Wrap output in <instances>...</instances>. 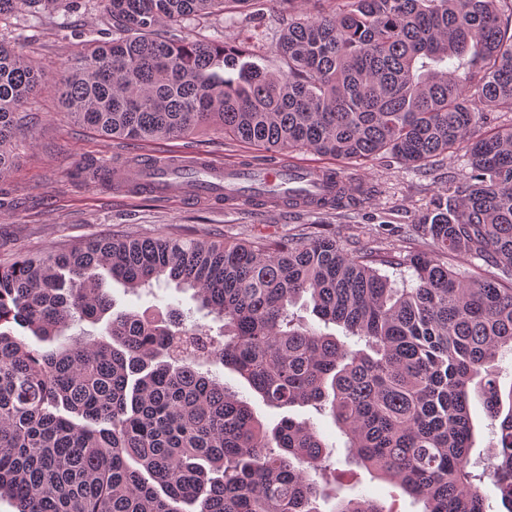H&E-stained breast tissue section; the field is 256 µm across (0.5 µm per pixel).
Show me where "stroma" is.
Masks as SVG:
<instances>
[{
    "label": "stroma",
    "instance_id": "obj_1",
    "mask_svg": "<svg viewBox=\"0 0 512 512\" xmlns=\"http://www.w3.org/2000/svg\"><path fill=\"white\" fill-rule=\"evenodd\" d=\"M291 17L279 0H256L233 17L191 22L185 34L230 44L252 39L260 65L278 73L285 70L286 63L275 43ZM111 27L104 0H76L69 9L0 18V43L38 66L47 79L19 108L23 126L13 145L14 162L9 172L0 174V262L20 252H47L99 238L168 235L220 242L296 238L314 224L329 225L349 250L386 249L406 256L426 249L416 231L421 212L432 200L460 194L465 187L467 156L462 147L439 155L432 165L420 170L387 154L363 160L332 159V166L342 175L354 184L373 187L374 192L356 207L329 213L214 201L184 206L75 181V169L91 160L126 166L132 159L144 157L182 160L192 150L222 162L269 158L263 148L225 138L215 125L197 132L188 142L158 139L131 143L104 139L73 122L61 107L53 83L73 62L84 41L101 38ZM107 288L118 311L152 306L163 312L172 305L185 312L196 306L190 292L172 286L156 302L137 299L116 282L108 283ZM287 414L307 420L320 431L328 446L329 462L344 474L347 496L364 494L395 512H422V503L375 473L349 463L345 438L330 415L318 414L311 407H296Z\"/></svg>",
    "mask_w": 512,
    "mask_h": 512
}]
</instances>
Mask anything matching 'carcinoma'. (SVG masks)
Listing matches in <instances>:
<instances>
[{"label":"carcinoma","instance_id":"1","mask_svg":"<svg viewBox=\"0 0 512 512\" xmlns=\"http://www.w3.org/2000/svg\"><path fill=\"white\" fill-rule=\"evenodd\" d=\"M41 2L0 0V16ZM105 2L112 38L57 83L64 111L100 136L188 138L215 123L270 151L414 168L466 143L467 185L422 212L428 251L407 257L349 253L319 224L288 239L92 240L0 264V499L17 512H321L334 499L333 512H392L343 496L319 433L289 416L266 428L202 370L221 365L272 407L329 411L351 462L424 512H485L487 476L512 512V383L495 365L512 351V126L493 128L512 112V0H344L288 23L278 74L251 50L181 35L245 0ZM44 80L0 43V172L17 109ZM448 254L495 272L465 276ZM107 276L136 293L191 290L223 326L115 311ZM305 296L364 347L292 311ZM84 322L101 332L60 341ZM473 389L497 435L489 472L471 461Z\"/></svg>","mask_w":512,"mask_h":512}]
</instances>
